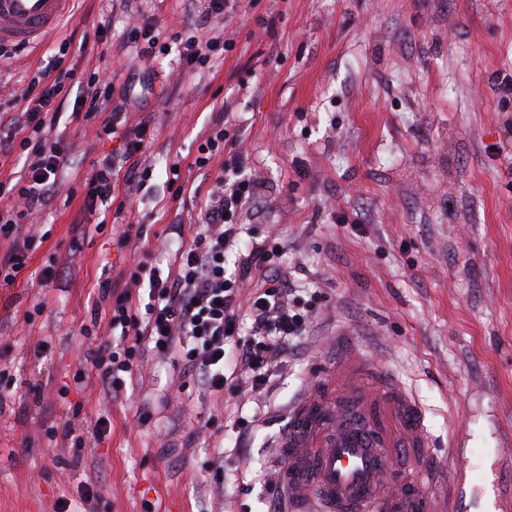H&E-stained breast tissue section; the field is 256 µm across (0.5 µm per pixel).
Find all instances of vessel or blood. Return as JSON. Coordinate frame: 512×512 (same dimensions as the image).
Returning <instances> with one entry per match:
<instances>
[{"label": "vessel or blood", "mask_w": 512, "mask_h": 512, "mask_svg": "<svg viewBox=\"0 0 512 512\" xmlns=\"http://www.w3.org/2000/svg\"><path fill=\"white\" fill-rule=\"evenodd\" d=\"M69 0H0V48L53 33ZM418 460L400 477L394 458ZM423 409L381 364L342 348L288 406L273 456L280 512H443Z\"/></svg>", "instance_id": "obj_1"}]
</instances>
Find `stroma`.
I'll return each instance as SVG.
<instances>
[{"mask_svg":"<svg viewBox=\"0 0 512 512\" xmlns=\"http://www.w3.org/2000/svg\"><path fill=\"white\" fill-rule=\"evenodd\" d=\"M73 4L54 34L0 57V120L17 115L14 94L66 39H86L111 54L130 124L155 128L138 157L149 177L129 189L119 139L62 114L71 155L23 228L25 268L0 285V371L11 376L0 380V512H59L63 500L79 512L85 484L98 493L91 512H274L280 416L339 334L419 401L447 512H512L496 496L512 465V96L491 82L512 72V0H242L223 27L231 50L203 69L128 39L146 17L188 37L203 0ZM223 109L240 120L235 149L257 192L239 211L242 241H282L280 268L319 297L313 331L276 367L268 400L206 393L177 357L150 352L122 398L105 399L96 376L72 380L110 335L90 322L99 278L119 287L140 262L174 269L202 230L221 160L197 157ZM109 157L115 205L87 209L83 182ZM48 266L58 276L46 286L37 275ZM263 404L265 423L238 440L234 419ZM101 416L112 430L98 441ZM67 421L88 436L81 454L49 439ZM454 446L466 468L450 463ZM235 447L216 473L219 452Z\"/></svg>","mask_w":512,"mask_h":512,"instance_id":"1","label":"stroma"}]
</instances>
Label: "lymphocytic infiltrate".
<instances>
[{"label":"lymphocytic infiltrate","instance_id":"1","mask_svg":"<svg viewBox=\"0 0 512 512\" xmlns=\"http://www.w3.org/2000/svg\"><path fill=\"white\" fill-rule=\"evenodd\" d=\"M90 86V94L69 100L61 79L47 69L32 77L18 96L19 116L0 127V155L17 146L25 148L28 166L14 207L0 209V235L11 236L19 219L38 213L49 202L71 149L70 142L55 134L64 109L100 119L98 135L120 138L126 159L140 154L152 138L148 123L128 125L111 80L95 73ZM246 166L240 154L225 159L201 216L205 230L181 250L176 274L139 264L130 271L123 291L102 289L116 335L99 341L88 359L107 397L120 398L124 377L137 366L146 343L158 354H177L208 393L243 388L263 393L271 369L306 335L315 302L302 299L282 274L278 242L253 245L238 268H225L226 255L242 233L235 221L237 211L253 193ZM256 273L263 276L261 285L242 297L246 282ZM143 287L148 301L140 307L133 303L134 292ZM245 318L251 322L246 333L241 330Z\"/></svg>","mask_w":512,"mask_h":512}]
</instances>
